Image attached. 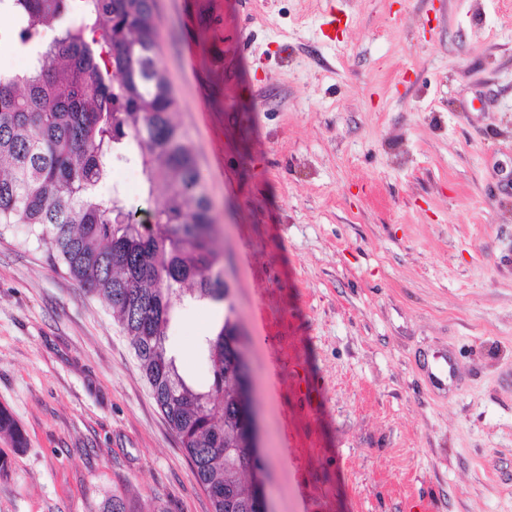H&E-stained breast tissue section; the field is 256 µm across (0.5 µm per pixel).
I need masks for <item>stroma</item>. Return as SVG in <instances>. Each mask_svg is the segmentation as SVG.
Segmentation results:
<instances>
[{"mask_svg":"<svg viewBox=\"0 0 512 512\" xmlns=\"http://www.w3.org/2000/svg\"><path fill=\"white\" fill-rule=\"evenodd\" d=\"M269 512H512V0H156ZM213 305L168 344L207 382ZM454 364L440 378V356ZM0 512H212L105 299L0 228ZM240 399L242 400V405L245 406V415L242 420V425L248 433L253 455L259 457L260 446L256 434L255 408L252 399L251 384L240 391Z\"/></svg>","mask_w":512,"mask_h":512,"instance_id":"obj_1","label":"stroma"}]
</instances>
